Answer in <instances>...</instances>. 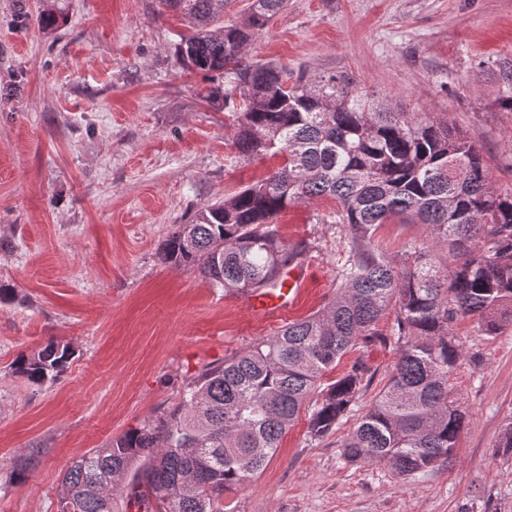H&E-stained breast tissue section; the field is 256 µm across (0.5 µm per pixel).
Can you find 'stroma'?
<instances>
[{
    "label": "stroma",
    "mask_w": 512,
    "mask_h": 512,
    "mask_svg": "<svg viewBox=\"0 0 512 512\" xmlns=\"http://www.w3.org/2000/svg\"><path fill=\"white\" fill-rule=\"evenodd\" d=\"M55 17L45 26L43 14ZM187 27L158 0H0V512H59L69 461L175 404L183 386L272 336L239 294L165 264L162 245L196 211L275 165L234 164L233 118L174 46ZM248 56L293 75L347 76L385 104L430 112L466 134L492 186L512 194V112L497 103L512 65V0H288ZM330 199L290 206L283 239L314 241L287 314L336 291L347 236ZM393 319L347 352L369 369L367 409L397 355ZM449 401L466 412L449 464L407 479L349 464L348 418L319 441L300 414L268 465L224 495V512H512V326L488 336L469 317ZM74 355L41 384L13 363L49 339ZM28 455L26 471L15 468Z\"/></svg>",
    "instance_id": "35a3bbf8"
}]
</instances>
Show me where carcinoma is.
<instances>
[{
	"label": "carcinoma",
	"instance_id": "carcinoma-1",
	"mask_svg": "<svg viewBox=\"0 0 512 512\" xmlns=\"http://www.w3.org/2000/svg\"><path fill=\"white\" fill-rule=\"evenodd\" d=\"M194 32L175 52L187 69L224 75L203 98L234 113L232 161L279 160L269 174L198 210L166 238L161 257L193 268L226 294L277 287L286 267L304 263L305 240H283L276 221L289 206L329 198L348 234L336 294L317 312L281 327L245 351L204 369L180 401L140 427L72 461L61 480L60 512H114L108 490L123 481L137 512H223L224 491L250 481L307 409L319 440L356 412L369 368L354 362L322 380L377 323L393 317L392 372L343 445L349 463H386L402 477L452 458L466 415L448 400L463 356L458 316L495 335L512 325V195L496 194L470 138L427 112H398L350 78L288 82V69L247 60L248 47L288 0H252L242 23L218 29L228 0H160ZM499 106L512 112V67ZM405 216L425 239L392 256L377 230ZM456 261L441 267L436 254ZM73 355L51 340L21 355L15 372L54 380Z\"/></svg>",
	"mask_w": 512,
	"mask_h": 512
}]
</instances>
